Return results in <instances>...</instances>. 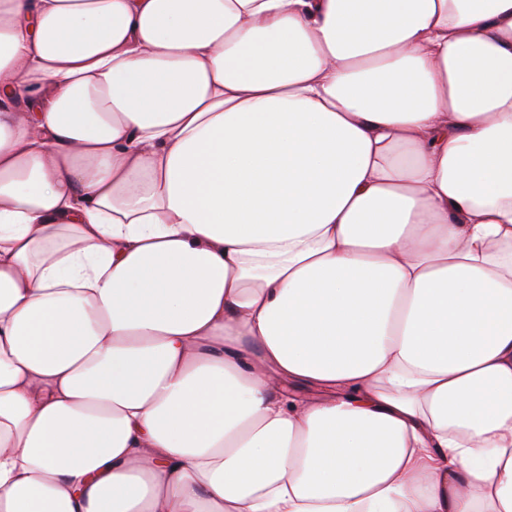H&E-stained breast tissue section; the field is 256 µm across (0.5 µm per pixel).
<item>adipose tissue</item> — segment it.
<instances>
[{"label":"adipose tissue","mask_w":512,"mask_h":512,"mask_svg":"<svg viewBox=\"0 0 512 512\" xmlns=\"http://www.w3.org/2000/svg\"><path fill=\"white\" fill-rule=\"evenodd\" d=\"M0 512H512V0H0Z\"/></svg>","instance_id":"ef3b65f1"}]
</instances>
